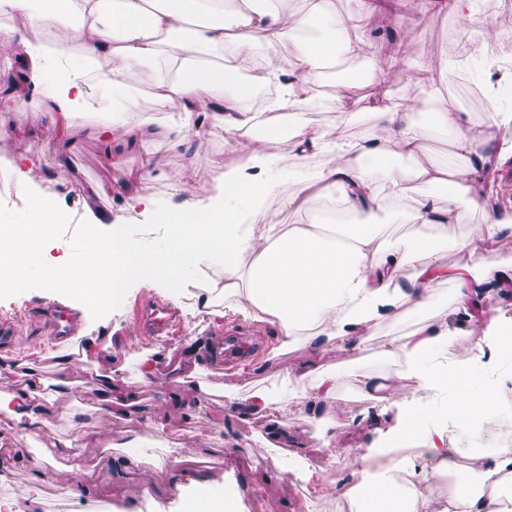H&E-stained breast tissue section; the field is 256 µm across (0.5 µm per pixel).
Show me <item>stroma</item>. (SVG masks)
Masks as SVG:
<instances>
[{
	"mask_svg": "<svg viewBox=\"0 0 512 512\" xmlns=\"http://www.w3.org/2000/svg\"><path fill=\"white\" fill-rule=\"evenodd\" d=\"M354 22L376 34L375 48L381 55L399 49L389 37L394 28L421 33L424 52L436 57L455 56L464 50L452 16L422 14L414 2L400 16L381 13L358 16ZM32 104L26 95L0 96V158L31 157L37 189L55 195L69 217L60 233L76 243L86 224L139 223V216L126 206L129 194L150 195L162 208L176 209L182 193L168 180V173H180L192 184L198 199H207L212 187L223 179L225 165L239 158L237 143L223 130L209 127L200 135L195 154L173 150L159 138L141 151L111 154L97 134L108 121V113H83L73 132L62 138L49 128L29 124ZM148 157L158 160L161 169L153 179L142 181L135 170ZM108 183L117 184V192L92 198V189ZM144 293L159 297L163 291L141 284L129 291L122 310L109 320L79 308L61 289L35 288L13 297L0 295V316L17 318V334L22 338L14 353H0V387L22 386L32 369L46 381L55 407L68 405L73 411L72 419H53L37 436L0 418V463L17 473H24L39 446L57 438L72 442L73 457L59 458L52 479L39 481L37 512H192L182 494L170 486L171 478L184 471L208 474L215 491L232 496L237 512H343L342 494L355 481L350 465L354 450L375 453L383 435L362 426L325 439L301 422L296 411L244 419L223 403L225 393H242L255 384L277 390L288 373L302 364L335 365L336 353L301 348L278 352L279 341L273 331L257 324L251 354L240 365L221 369L209 351L217 322L191 311L186 300L174 303L182 316L181 342L170 344L139 334L133 306ZM50 303L76 312L80 326L72 348L83 346L92 336L111 337L117 350L114 376L134 379L141 351L155 349L158 374L152 383L139 388L137 397L141 408H160L156 430L140 432L136 413L110 422L98 416L93 364L78 361L67 373L56 370L59 347L47 341L40 322L43 308ZM189 354L196 361L194 368L172 367V360H183ZM278 422L284 423L290 442L304 455L307 466L303 471L290 475L282 463L262 465L260 439ZM75 457L83 461L77 470L70 467ZM321 460L335 468L333 479L323 478L317 467ZM63 486L75 488L76 496H61Z\"/></svg>",
	"mask_w": 512,
	"mask_h": 512,
	"instance_id": "obj_1",
	"label": "stroma"
}]
</instances>
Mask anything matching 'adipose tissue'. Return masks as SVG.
<instances>
[{
    "mask_svg": "<svg viewBox=\"0 0 512 512\" xmlns=\"http://www.w3.org/2000/svg\"><path fill=\"white\" fill-rule=\"evenodd\" d=\"M352 14L370 13L381 0H351ZM422 13L445 12L458 22L468 45L466 62L497 67L484 49L496 44L512 57V32L488 25L478 0H420ZM333 0H0V48L23 43L24 86L39 101L32 125L69 130L87 111L92 92L110 103L107 142L134 144L124 125L141 101V72L152 69L155 95L182 112L166 130L170 148H191L201 127L223 128L243 147L237 165L207 203L185 195L161 213L150 196L130 197L127 207L149 219L143 243L130 225L87 224L84 251L58 240L63 215L56 199L33 196L10 231L0 234V288L21 291L66 284L87 308L111 315L123 293L142 280L180 297L195 287L191 275L217 269L197 296L198 309L213 318L232 313L277 329L284 348L373 351L378 362L402 357V380L420 396L404 403L388 434L401 458L374 455L357 460L361 481L350 500L354 512H422L424 480L396 482L411 456L432 459L431 475H451L466 457V491L451 490L441 512H512V446L495 436L497 399L512 386V315L486 312L488 293H512V269L497 256L512 249V219L491 207L490 170L512 159V140L494 130L512 125L511 112L471 121L429 79L432 59L410 38L402 56L373 53L372 35ZM281 48L278 65L261 64V51ZM363 64L361 80L375 93L363 106L359 138L331 135L294 119L288 137L254 130V87L277 85L272 110L310 106L320 98L327 70ZM410 70L427 95V117L410 102L389 104L383 92L395 71ZM448 141V159L424 155L428 136ZM288 186L281 219L269 199ZM481 220L468 234L456 231L473 213ZM466 253L464 266H449V250ZM449 286L441 295L440 286ZM471 322L453 334L448 317ZM393 319L406 327L379 336ZM466 352L449 362V346ZM82 359L97 366L98 410L104 418L130 406L132 387L112 374V342L86 341ZM339 372L315 367L289 376L278 394L262 386L232 394L242 417L298 405L302 418L340 431L379 421L377 405L395 401L397 383L380 372H361V407L333 412ZM37 387L0 388V415L31 429L43 423ZM455 433L456 450L445 449Z\"/></svg>",
    "mask_w": 512,
    "mask_h": 512,
    "instance_id": "obj_1",
    "label": "adipose tissue"
}]
</instances>
